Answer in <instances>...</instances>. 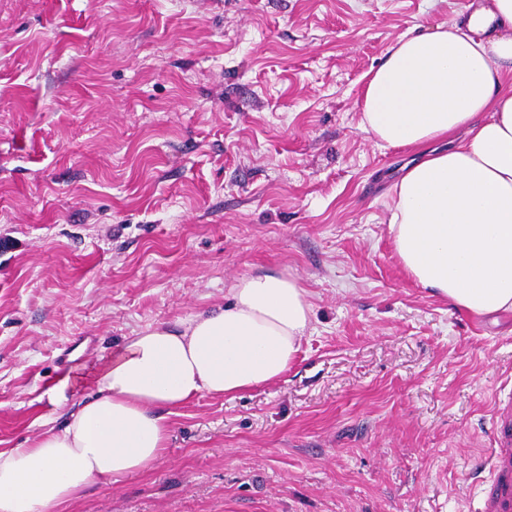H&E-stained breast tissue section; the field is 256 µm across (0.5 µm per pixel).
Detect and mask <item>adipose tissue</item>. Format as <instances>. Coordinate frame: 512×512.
I'll return each instance as SVG.
<instances>
[{
	"instance_id": "1",
	"label": "adipose tissue",
	"mask_w": 512,
	"mask_h": 512,
	"mask_svg": "<svg viewBox=\"0 0 512 512\" xmlns=\"http://www.w3.org/2000/svg\"><path fill=\"white\" fill-rule=\"evenodd\" d=\"M512 0H482L465 27L397 38L368 78L360 130L431 146L393 187L395 252L421 287L475 316L512 312ZM449 148H442V141ZM308 290L255 273L223 306L125 337L96 392L25 446L0 450V512H62L91 483L121 485L167 446L166 415L279 379L310 331Z\"/></svg>"
}]
</instances>
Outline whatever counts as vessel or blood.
Segmentation results:
<instances>
[{"label":"vessel or blood","instance_id":"obj_1","mask_svg":"<svg viewBox=\"0 0 512 512\" xmlns=\"http://www.w3.org/2000/svg\"><path fill=\"white\" fill-rule=\"evenodd\" d=\"M489 452L479 458L485 476L476 512H512V398L494 393L487 405Z\"/></svg>","mask_w":512,"mask_h":512}]
</instances>
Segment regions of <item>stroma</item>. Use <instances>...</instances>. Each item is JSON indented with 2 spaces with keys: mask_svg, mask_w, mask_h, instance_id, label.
I'll return each mask as SVG.
<instances>
[{
  "mask_svg": "<svg viewBox=\"0 0 512 512\" xmlns=\"http://www.w3.org/2000/svg\"><path fill=\"white\" fill-rule=\"evenodd\" d=\"M473 2L0 0V449L241 276L313 305L280 379L193 399L151 469L65 512H473L512 313L405 272L390 189L418 152L359 128L392 41Z\"/></svg>",
  "mask_w": 512,
  "mask_h": 512,
  "instance_id": "1",
  "label": "stroma"
}]
</instances>
